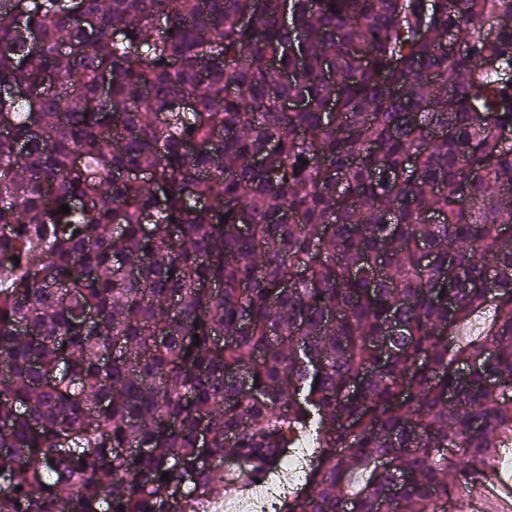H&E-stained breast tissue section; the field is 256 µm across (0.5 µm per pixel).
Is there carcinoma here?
Segmentation results:
<instances>
[{
    "mask_svg": "<svg viewBox=\"0 0 512 512\" xmlns=\"http://www.w3.org/2000/svg\"><path fill=\"white\" fill-rule=\"evenodd\" d=\"M2 127L0 512L227 447L448 512L512 439V0H0Z\"/></svg>",
    "mask_w": 512,
    "mask_h": 512,
    "instance_id": "obj_1",
    "label": "carcinoma"
}]
</instances>
